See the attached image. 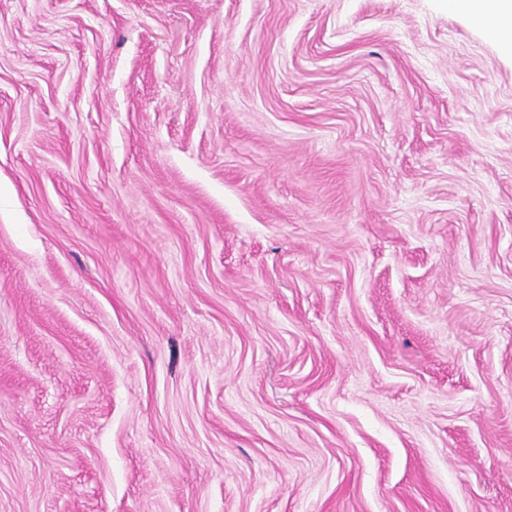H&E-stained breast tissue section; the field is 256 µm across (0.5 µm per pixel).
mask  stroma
<instances>
[{"label": "stroma", "instance_id": "35a3bbf8", "mask_svg": "<svg viewBox=\"0 0 512 512\" xmlns=\"http://www.w3.org/2000/svg\"><path fill=\"white\" fill-rule=\"evenodd\" d=\"M0 512H512V55L0 0Z\"/></svg>", "mask_w": 512, "mask_h": 512}]
</instances>
